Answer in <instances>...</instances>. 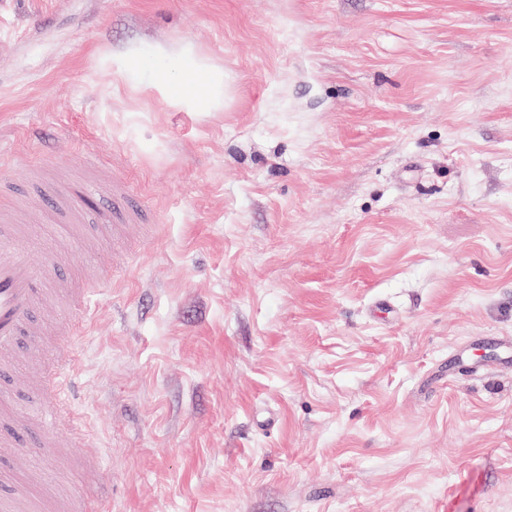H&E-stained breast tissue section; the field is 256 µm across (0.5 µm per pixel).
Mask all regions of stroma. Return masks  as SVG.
<instances>
[{
    "mask_svg": "<svg viewBox=\"0 0 512 512\" xmlns=\"http://www.w3.org/2000/svg\"><path fill=\"white\" fill-rule=\"evenodd\" d=\"M190 47L212 112L153 81ZM136 53L140 66L118 73ZM0 146L139 245L91 291L35 468L104 512H512V0H0ZM105 160L100 170L78 157ZM20 232H60L28 172ZM20 343L0 410L39 411ZM220 81V76L209 64L194 60L183 67L177 82L156 83L152 89L167 97L175 108L208 111L219 103ZM99 221L102 223V229H108L120 225L136 224L138 213L133 210L121 208L119 206L112 207V210L102 211L98 215Z\"/></svg>",
    "mask_w": 512,
    "mask_h": 512,
    "instance_id": "35a3bbf8",
    "label": "stroma"
}]
</instances>
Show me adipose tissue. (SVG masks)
<instances>
[{
    "label": "adipose tissue",
    "mask_w": 512,
    "mask_h": 512,
    "mask_svg": "<svg viewBox=\"0 0 512 512\" xmlns=\"http://www.w3.org/2000/svg\"><path fill=\"white\" fill-rule=\"evenodd\" d=\"M220 76L206 62L196 60L182 69L180 79L172 84H156V91L163 94L173 107L207 111L220 99Z\"/></svg>",
    "instance_id": "obj_1"
}]
</instances>
